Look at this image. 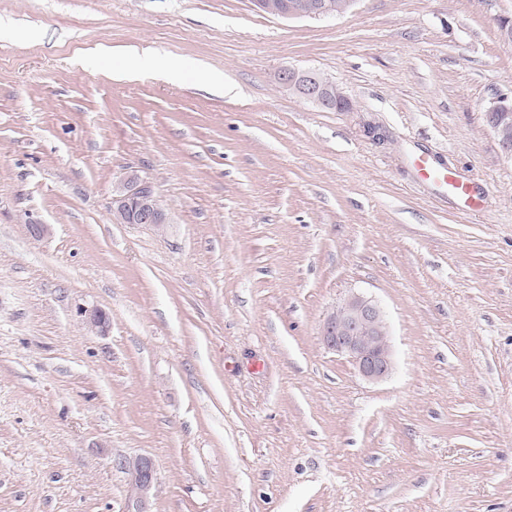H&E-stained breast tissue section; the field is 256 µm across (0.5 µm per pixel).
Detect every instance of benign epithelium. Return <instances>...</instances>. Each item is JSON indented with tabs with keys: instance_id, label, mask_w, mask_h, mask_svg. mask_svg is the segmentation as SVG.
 <instances>
[{
	"instance_id": "1",
	"label": "benign epithelium",
	"mask_w": 512,
	"mask_h": 512,
	"mask_svg": "<svg viewBox=\"0 0 512 512\" xmlns=\"http://www.w3.org/2000/svg\"><path fill=\"white\" fill-rule=\"evenodd\" d=\"M357 0H252L255 10L280 18H325L348 13ZM279 87L321 109L351 111L350 101L328 78L311 70L283 68L276 74ZM487 125L502 152L512 158V99L497 97L485 108ZM112 215L118 224L148 225L161 231L169 223L152 182L131 174L112 197ZM79 320L91 331L104 332L110 319L100 308L78 309ZM324 345L346 356L365 379L379 381L393 370L390 332L385 315L373 300L351 295L340 302L321 326ZM115 465L133 476L132 491L141 502L154 488L155 473L149 459H119Z\"/></svg>"
}]
</instances>
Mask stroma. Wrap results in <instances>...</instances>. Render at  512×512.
Listing matches in <instances>:
<instances>
[{
    "instance_id": "obj_1",
    "label": "stroma",
    "mask_w": 512,
    "mask_h": 512,
    "mask_svg": "<svg viewBox=\"0 0 512 512\" xmlns=\"http://www.w3.org/2000/svg\"><path fill=\"white\" fill-rule=\"evenodd\" d=\"M504 19L0 0V512H125L116 462L140 456L145 512H512V159L484 117L512 98ZM284 66L352 111L283 92ZM133 172L164 232L113 223ZM353 292L390 327L380 382L320 339ZM279 87L316 107L336 112L351 111L350 101L336 84L311 70L283 68L276 74ZM417 167L426 178L442 179L445 181L448 185V191L453 195L470 198L472 185L469 182L457 177L451 172L445 174L443 171L437 169L427 158H419ZM79 320L91 331L104 332L110 326V319L100 308H79Z\"/></svg>"
}]
</instances>
